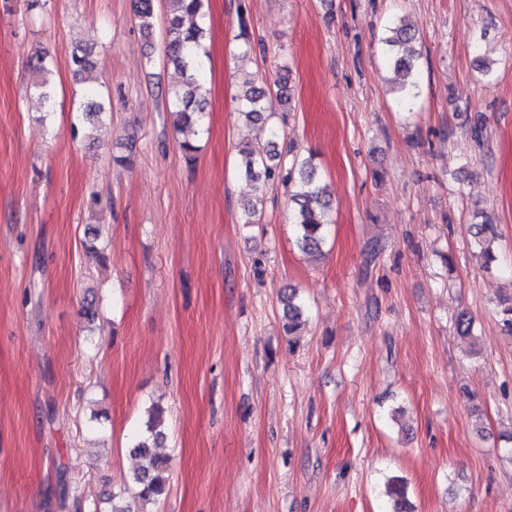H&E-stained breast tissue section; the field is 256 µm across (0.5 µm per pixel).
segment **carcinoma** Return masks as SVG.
<instances>
[{"label":"carcinoma","instance_id":"obj_1","mask_svg":"<svg viewBox=\"0 0 512 512\" xmlns=\"http://www.w3.org/2000/svg\"><path fill=\"white\" fill-rule=\"evenodd\" d=\"M134 17L142 33L149 36L157 24L154 0H133ZM206 0H167V18L163 26L164 63L170 66L177 78L168 91V111L174 116L175 128L179 131L192 124H201L206 109V88L203 73L206 67V55L203 47L204 27L200 20L204 18ZM192 24L184 26L185 18ZM237 39L240 40V53L250 54L253 40L249 33L244 11L238 13ZM418 33L410 25L397 19L384 29L380 37L381 51L386 65L399 77L398 104L410 109L419 97L421 58L417 48ZM92 52L89 49H77L70 58L74 74L79 75L91 66ZM35 72V89L40 98L50 103L54 98V89L46 78L48 72L45 55L37 54L32 58ZM90 101L82 115L85 122L96 125L103 122L107 110L96 99L95 93L88 92ZM238 111L250 121H261L265 113L272 108V93L256 86L252 82L244 85L237 96ZM280 130L271 128L268 140L263 144L246 143L239 148L240 164L238 173L257 185L263 191L279 181L288 188L289 200L293 203L291 223L296 226V244L303 251L314 253L321 250L325 241L326 226L332 223V202L327 196L321 178L313 160L290 146L292 154L288 165H283V155L278 149L277 139ZM473 219L481 223L473 225L474 246L484 258V268L496 261L491 243L498 239L497 227L489 223L484 212L476 210ZM285 328L292 336L305 322V304L294 288L282 296ZM163 410L152 407L147 424L148 436L141 438L134 446V453L141 458L135 469L133 484L136 489L133 499L145 504L157 500L167 489L169 458L156 453L157 440L164 437ZM388 494L393 500V512L405 510V486L395 477L388 483ZM100 502L110 505L108 512H134L132 506L121 496L111 492L102 494Z\"/></svg>","mask_w":512,"mask_h":512}]
</instances>
